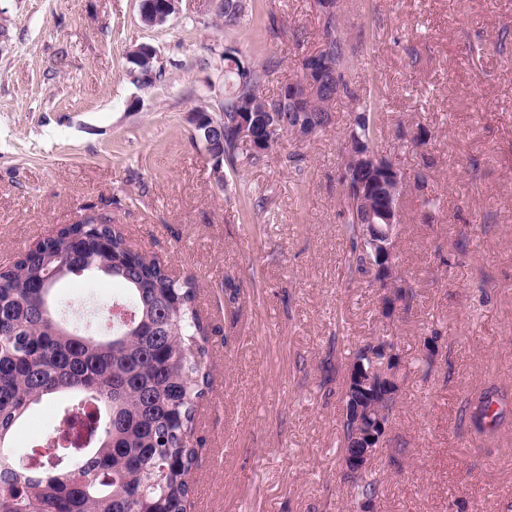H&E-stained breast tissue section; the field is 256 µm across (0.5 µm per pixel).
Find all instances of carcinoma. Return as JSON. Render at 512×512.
I'll return each instance as SVG.
<instances>
[{
	"instance_id": "carcinoma-1",
	"label": "carcinoma",
	"mask_w": 512,
	"mask_h": 512,
	"mask_svg": "<svg viewBox=\"0 0 512 512\" xmlns=\"http://www.w3.org/2000/svg\"><path fill=\"white\" fill-rule=\"evenodd\" d=\"M248 7L227 0L224 28L238 27ZM224 111L233 102L264 99L272 67L250 65L241 80L240 51L224 46ZM328 67L348 66L340 34L325 52ZM239 147L224 129V163L235 167ZM348 266L364 272L370 248L363 229L348 227ZM110 277L125 285L112 301L118 312L106 334L63 321L57 284L70 277ZM210 332L197 309L194 278L176 281L159 262L132 251L118 227L64 224L0 268V512H188L199 467L197 414L211 390ZM70 396L63 423L85 415L83 430L57 436L55 460L32 466L16 459L12 437L34 408ZM501 395L484 390L470 402L478 433L502 419ZM399 396L379 390L374 400L356 388L342 394V451L360 454L358 431L382 418L391 425ZM358 508L378 498L381 482L368 467L344 476Z\"/></svg>"
}]
</instances>
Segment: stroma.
<instances>
[{"instance_id": "1", "label": "stroma", "mask_w": 512, "mask_h": 512, "mask_svg": "<svg viewBox=\"0 0 512 512\" xmlns=\"http://www.w3.org/2000/svg\"><path fill=\"white\" fill-rule=\"evenodd\" d=\"M249 4L227 30L213 0H182L155 27L138 0H0V267L95 215L198 279L214 381L192 512H351L345 367L382 338L410 366L372 461L375 512H512V0H341L351 92L332 102V127L283 138L258 165L240 155L227 191L189 121L222 99L225 44L274 63L269 96L319 45L314 0ZM142 43L166 69L150 88L129 75ZM369 94L378 146L407 184L397 263L413 297L389 317L370 275L346 264L337 178ZM420 128L429 137L417 145ZM62 293L68 313L98 326L121 288L76 279ZM434 334L425 372L413 361ZM490 388L506 397L505 421L479 435L466 403Z\"/></svg>"}]
</instances>
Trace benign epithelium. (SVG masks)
<instances>
[{"label":"benign epithelium","mask_w":512,"mask_h":512,"mask_svg":"<svg viewBox=\"0 0 512 512\" xmlns=\"http://www.w3.org/2000/svg\"><path fill=\"white\" fill-rule=\"evenodd\" d=\"M179 4L180 0H140L141 20L150 27L163 25L179 13ZM323 52L324 49L320 47L303 55L300 75L280 88L277 96L280 109L287 108L302 118L311 111L313 98L324 80ZM128 59L138 62L142 69L152 70L157 52L152 46L142 44L129 51ZM212 111L213 108L207 104L197 106L190 113V123L195 138L212 161L213 179L222 184L224 122L209 123L201 119V116ZM278 121V114L269 112L268 125L262 132L256 124L240 117L235 122L236 142L253 152H265L274 147L271 131L278 128ZM339 182L351 219H357V210L361 208L367 211L369 217L380 220V223L372 225L375 233L368 236L371 247L369 270L373 275V284L380 289L381 313L391 315L402 303L401 288L404 287L396 272V242L401 224V197L398 192L404 182L403 173L393 159L377 150H366L360 143L349 138L340 166ZM372 348L369 357L379 364L380 378L395 381L396 367L403 362L395 345L388 340H377L372 343ZM372 377L373 369H367L363 363L357 362L350 364L346 381L364 384L371 382ZM362 437L368 440L366 447L380 449L385 437V426L380 423L374 425L366 429Z\"/></svg>","instance_id":"7a95c632"}]
</instances>
